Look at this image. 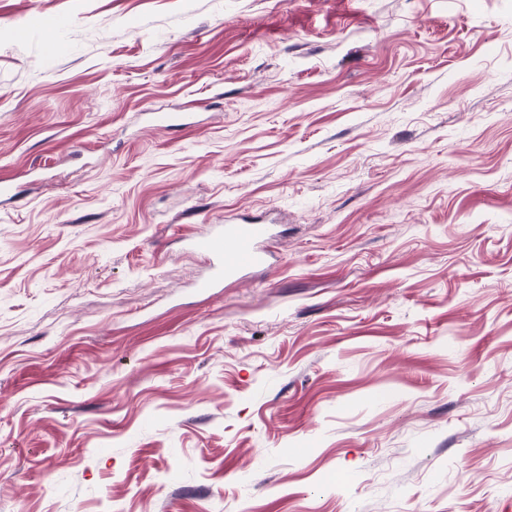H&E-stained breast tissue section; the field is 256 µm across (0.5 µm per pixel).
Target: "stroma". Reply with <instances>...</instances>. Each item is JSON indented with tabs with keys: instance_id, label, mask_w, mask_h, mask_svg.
Wrapping results in <instances>:
<instances>
[{
	"instance_id": "obj_1",
	"label": "stroma",
	"mask_w": 512,
	"mask_h": 512,
	"mask_svg": "<svg viewBox=\"0 0 512 512\" xmlns=\"http://www.w3.org/2000/svg\"><path fill=\"white\" fill-rule=\"evenodd\" d=\"M0 175V512H512V0H0ZM218 226V232L199 235L190 242L193 252L211 259L212 275L195 283L200 292L212 291L222 280L237 281L251 270L272 266L268 243L276 233L271 224L242 220Z\"/></svg>"
}]
</instances>
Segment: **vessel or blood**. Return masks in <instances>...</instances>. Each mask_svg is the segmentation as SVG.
Listing matches in <instances>:
<instances>
[{
	"mask_svg": "<svg viewBox=\"0 0 512 512\" xmlns=\"http://www.w3.org/2000/svg\"><path fill=\"white\" fill-rule=\"evenodd\" d=\"M272 225L258 221L221 224L218 231L191 240L192 251L207 254L212 274L196 282L198 291L209 292L220 282L239 280L249 271L271 267L269 242L274 238Z\"/></svg>",
	"mask_w": 512,
	"mask_h": 512,
	"instance_id": "1",
	"label": "vessel or blood"
}]
</instances>
